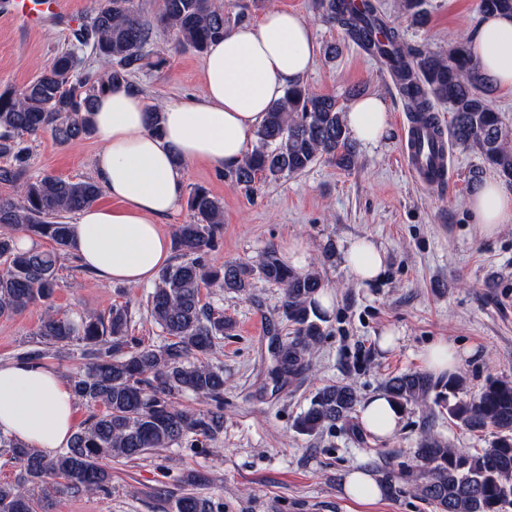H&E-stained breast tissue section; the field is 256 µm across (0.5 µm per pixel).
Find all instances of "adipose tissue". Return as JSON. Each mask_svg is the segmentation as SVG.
<instances>
[{
	"instance_id": "ef3b65f1",
	"label": "adipose tissue",
	"mask_w": 512,
	"mask_h": 512,
	"mask_svg": "<svg viewBox=\"0 0 512 512\" xmlns=\"http://www.w3.org/2000/svg\"><path fill=\"white\" fill-rule=\"evenodd\" d=\"M468 44L491 83L512 89V14L480 15ZM317 54L313 28L299 14L274 8L260 23L236 26L210 45L201 93L164 106L160 138L149 129L152 105L140 91L100 93L93 171L111 203L78 212L71 249L77 263L107 283H151L171 257L160 224L183 196L184 163L221 169L241 162L269 107L302 82ZM345 121L349 135L363 144L378 143L389 132L384 104L374 95L355 101ZM468 206L483 236L512 224V192L496 180L476 185ZM338 252L357 283L374 282L384 270L385 254L370 237L349 240ZM75 410L70 382L51 365L0 363V434L51 457L75 432ZM358 417L373 436L388 438L402 413L378 393L359 406Z\"/></svg>"
}]
</instances>
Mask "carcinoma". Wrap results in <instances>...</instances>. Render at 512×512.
I'll return each instance as SVG.
<instances>
[{"mask_svg":"<svg viewBox=\"0 0 512 512\" xmlns=\"http://www.w3.org/2000/svg\"><path fill=\"white\" fill-rule=\"evenodd\" d=\"M316 5L354 43L381 59L420 124L437 125L436 104H448L450 140L477 148L512 183V132L490 108L492 87L466 43H457L445 57L414 51L371 2L360 9L350 0H316ZM156 26L172 29L177 46L197 53L229 32L221 0H162L152 22L137 0H96L84 25L83 45L91 46L104 69L79 73L74 53L63 52L30 84L0 92V183L16 189V197L0 199V317L42 304L36 335L45 348L19 358H61L70 346H83L84 363L70 381L76 398L96 408L69 446L52 457L0 434V451L19 467L14 479L0 481V512H55L61 498L71 494L106 496L112 489L110 462L173 447L205 448L218 439L224 432V368L206 356L233 335L236 324L202 302L203 289L216 286L246 295L259 279L282 289L281 314L292 332L272 348L266 371L281 388L310 370L312 350L326 334L316 302L323 283L314 270L286 266L273 249L256 261H228L222 267L207 262V253L222 237L224 209L203 186L193 187L187 198L192 221L174 233L177 261L159 272L149 294L148 313L163 336L161 344L146 345L129 335L125 307L76 318L53 308L58 264L71 251L64 215L94 205L102 188L95 181L27 177L23 137L49 132L71 142L90 136L99 93L126 85L127 77L143 68L164 65L165 59L149 50ZM322 156L345 168L354 163L343 110L335 98L298 84L268 110L256 146L240 164L224 168V179L254 192L260 182L300 173ZM21 233L46 239L51 247L22 250L17 245ZM463 382L460 376L448 379L444 410L450 421L468 430H493L488 447L474 453L454 448L427 426L414 450L420 464L399 476L384 473V487L397 491L400 478L438 512H506L512 508V379L491 378L468 399L458 397ZM439 388L438 381L421 372L385 382V392L403 409H428L431 393L441 395ZM182 395L194 396L207 408L179 407L176 398ZM357 402L351 385L326 386L295 420V428L313 436L348 424ZM223 509L224 504L193 492L172 502V512Z\"/></svg>","mask_w":512,"mask_h":512,"instance_id":"cac0c4a2","label":"carcinoma"}]
</instances>
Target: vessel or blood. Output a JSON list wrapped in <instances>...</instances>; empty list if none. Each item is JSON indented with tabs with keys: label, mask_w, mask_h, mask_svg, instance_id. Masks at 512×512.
I'll return each instance as SVG.
<instances>
[{
	"label": "vessel or blood",
	"mask_w": 512,
	"mask_h": 512,
	"mask_svg": "<svg viewBox=\"0 0 512 512\" xmlns=\"http://www.w3.org/2000/svg\"><path fill=\"white\" fill-rule=\"evenodd\" d=\"M11 2L16 15L33 26H42L50 22L70 26L76 21L75 16L67 9L68 0ZM404 156L415 181L420 185L429 186L433 183L435 170L448 159V143L445 136L411 122L404 129Z\"/></svg>",
	"instance_id": "vessel-or-blood-1"
}]
</instances>
